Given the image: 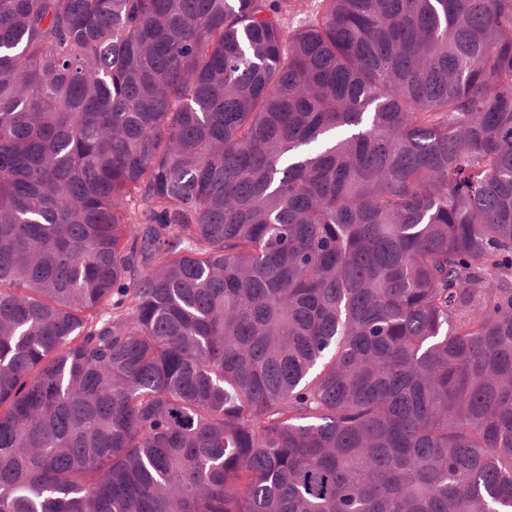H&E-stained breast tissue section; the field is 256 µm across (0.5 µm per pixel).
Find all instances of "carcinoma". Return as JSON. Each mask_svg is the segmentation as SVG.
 Masks as SVG:
<instances>
[{
  "instance_id": "1",
  "label": "carcinoma",
  "mask_w": 512,
  "mask_h": 512,
  "mask_svg": "<svg viewBox=\"0 0 512 512\" xmlns=\"http://www.w3.org/2000/svg\"><path fill=\"white\" fill-rule=\"evenodd\" d=\"M0 0V512H512V0ZM288 12L283 17L284 30L292 32L314 19L322 10V0H290Z\"/></svg>"
}]
</instances>
